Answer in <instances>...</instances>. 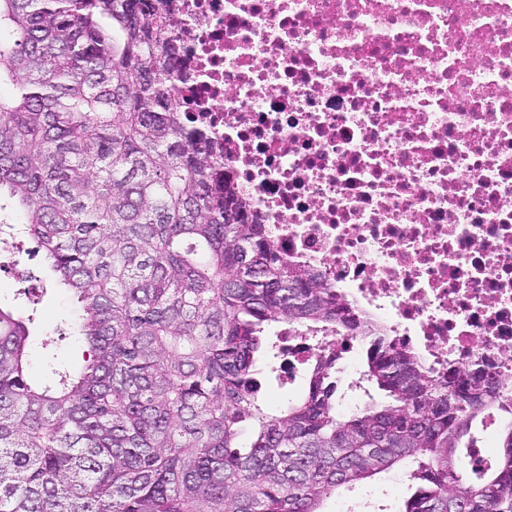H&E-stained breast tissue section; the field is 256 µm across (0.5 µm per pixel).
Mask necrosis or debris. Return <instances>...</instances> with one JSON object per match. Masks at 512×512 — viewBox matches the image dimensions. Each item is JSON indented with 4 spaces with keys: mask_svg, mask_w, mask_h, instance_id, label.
<instances>
[{
    "mask_svg": "<svg viewBox=\"0 0 512 512\" xmlns=\"http://www.w3.org/2000/svg\"><path fill=\"white\" fill-rule=\"evenodd\" d=\"M182 123L254 222L436 376L512 400V0H169ZM296 381L316 340L281 326Z\"/></svg>",
    "mask_w": 512,
    "mask_h": 512,
    "instance_id": "1",
    "label": "necrosis or debris"
}]
</instances>
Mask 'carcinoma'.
Instances as JSON below:
<instances>
[{
  "mask_svg": "<svg viewBox=\"0 0 512 512\" xmlns=\"http://www.w3.org/2000/svg\"><path fill=\"white\" fill-rule=\"evenodd\" d=\"M166 0H0V254L31 238L69 288L78 372L29 382L31 318L0 306V512H323L397 465L403 512H512V453L473 477L471 427L500 404L479 370L441 379L356 319L249 220L175 98ZM376 337L339 413L342 357L264 402L271 328Z\"/></svg>",
  "mask_w": 512,
  "mask_h": 512,
  "instance_id": "cac0c4a2",
  "label": "carcinoma"
}]
</instances>
